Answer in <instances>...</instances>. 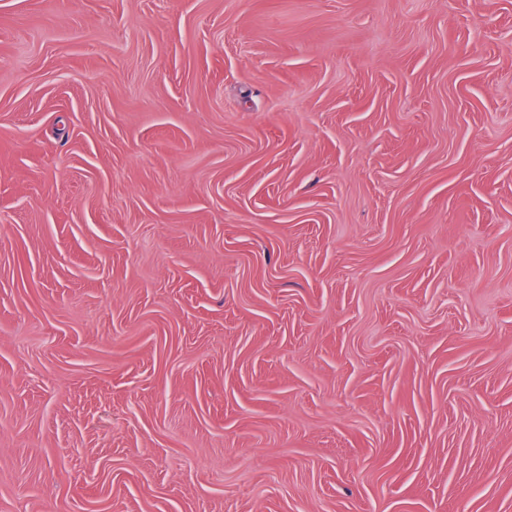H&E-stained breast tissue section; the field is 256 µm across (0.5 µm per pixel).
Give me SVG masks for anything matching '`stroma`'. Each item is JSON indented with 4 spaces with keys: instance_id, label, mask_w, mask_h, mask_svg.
<instances>
[{
    "instance_id": "obj_1",
    "label": "stroma",
    "mask_w": 512,
    "mask_h": 512,
    "mask_svg": "<svg viewBox=\"0 0 512 512\" xmlns=\"http://www.w3.org/2000/svg\"><path fill=\"white\" fill-rule=\"evenodd\" d=\"M0 512H512V0H0Z\"/></svg>"
}]
</instances>
